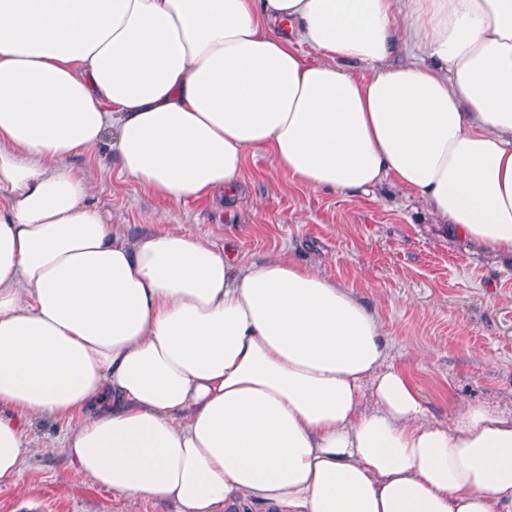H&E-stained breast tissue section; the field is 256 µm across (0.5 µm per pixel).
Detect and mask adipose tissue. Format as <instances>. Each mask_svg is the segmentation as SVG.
Masks as SVG:
<instances>
[{
    "instance_id": "1",
    "label": "adipose tissue",
    "mask_w": 512,
    "mask_h": 512,
    "mask_svg": "<svg viewBox=\"0 0 512 512\" xmlns=\"http://www.w3.org/2000/svg\"><path fill=\"white\" fill-rule=\"evenodd\" d=\"M173 202L249 153L398 185L512 255V0H0V481L27 427L178 512H512V416H426L375 308L282 248L138 235L71 164Z\"/></svg>"
}]
</instances>
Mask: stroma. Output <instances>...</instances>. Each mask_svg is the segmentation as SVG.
<instances>
[{
  "instance_id": "1",
  "label": "stroma",
  "mask_w": 512,
  "mask_h": 512,
  "mask_svg": "<svg viewBox=\"0 0 512 512\" xmlns=\"http://www.w3.org/2000/svg\"><path fill=\"white\" fill-rule=\"evenodd\" d=\"M117 224L234 241L253 260L289 247L300 262L373 302L392 339L391 355L417 384L429 420L445 424L461 402L512 414V257L470 247L436 223L406 190L349 197L310 189L277 170L265 153L248 155L239 212L207 200L172 202L120 172L108 152L78 157ZM76 419H44L29 433L19 474L0 483V512H175L173 504L94 484L59 448Z\"/></svg>"
}]
</instances>
